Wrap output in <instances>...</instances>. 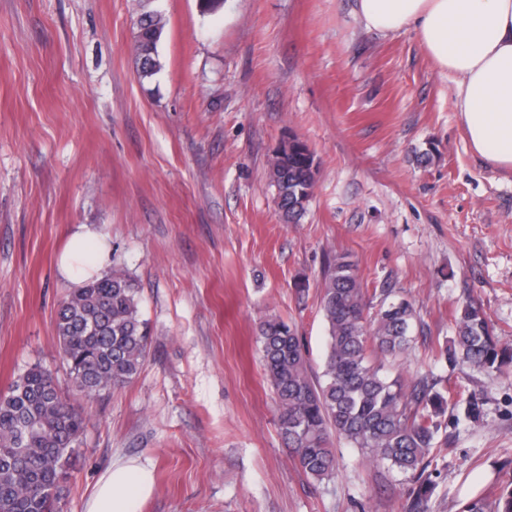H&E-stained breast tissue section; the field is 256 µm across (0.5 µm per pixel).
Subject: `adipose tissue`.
Returning <instances> with one entry per match:
<instances>
[{
    "mask_svg": "<svg viewBox=\"0 0 512 512\" xmlns=\"http://www.w3.org/2000/svg\"><path fill=\"white\" fill-rule=\"evenodd\" d=\"M354 14L383 36L414 31L437 66L453 75L455 107L471 150L512 171V0H355ZM108 252L97 229L82 225L60 257L75 285L99 276ZM154 488L153 470L118 461L99 480L86 512H134Z\"/></svg>",
    "mask_w": 512,
    "mask_h": 512,
    "instance_id": "1",
    "label": "adipose tissue"
}]
</instances>
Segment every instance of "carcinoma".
<instances>
[{
	"mask_svg": "<svg viewBox=\"0 0 512 512\" xmlns=\"http://www.w3.org/2000/svg\"><path fill=\"white\" fill-rule=\"evenodd\" d=\"M152 2L138 0L134 22L135 65L142 80L161 70L166 22ZM316 171L313 152L299 139L276 153L271 182L288 221L296 223L306 212ZM139 303V285L121 268L88 280L61 303L56 331L74 391L96 394L138 374L149 349ZM321 309L328 335L318 377L311 374L294 325L271 316L256 337L276 396L278 427L295 466L317 481L334 477L337 437L373 462L413 476L418 487L409 512H429L432 482L426 471L438 448L436 418L448 407V388H438L439 381L427 374L408 384L392 379L378 360L410 347L413 303L384 290L378 311L370 313L356 265L338 254L323 274ZM455 323L454 359L488 371L512 365V350L499 344L477 301L457 306ZM84 424L82 410L60 394L53 373L41 365L0 393V512H56L69 478L67 460ZM461 512H512V487L474 498Z\"/></svg>",
	"mask_w": 512,
	"mask_h": 512,
	"instance_id": "1",
	"label": "carcinoma"
}]
</instances>
